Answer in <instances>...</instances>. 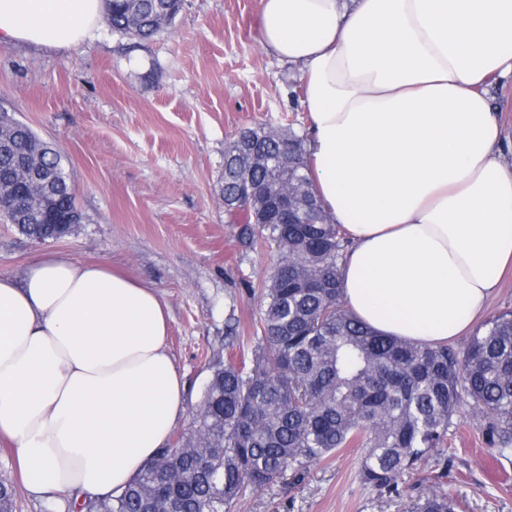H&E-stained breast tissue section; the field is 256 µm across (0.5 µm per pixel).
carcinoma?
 <instances>
[{"mask_svg":"<svg viewBox=\"0 0 512 512\" xmlns=\"http://www.w3.org/2000/svg\"><path fill=\"white\" fill-rule=\"evenodd\" d=\"M112 29L146 41L160 30L152 16L178 14V0H106ZM225 149L218 180L228 201L242 182L261 189L248 212L235 216L241 242L262 237L277 259L263 284L261 336L245 369L217 356L193 415V427L155 458L118 497L96 512H224L249 491L290 470L299 475L342 448L364 450L359 476L379 497L400 493L403 477L432 459L436 480L409 497L406 512H456L442 479L453 418L467 404L481 417L490 447L512 455V311L489 318L463 350L381 336L343 305L340 264L347 240L318 202L306 167L305 139L288 128L241 131ZM295 166L296 205L311 224H280L269 208L272 168L283 148ZM31 191L39 223L0 214L30 240L72 233L77 209L58 151L20 121L0 122V200ZM12 485L0 480V512H14Z\"/></svg>","mask_w":512,"mask_h":512,"instance_id":"1","label":"carcinoma"}]
</instances>
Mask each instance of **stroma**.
<instances>
[{
    "mask_svg": "<svg viewBox=\"0 0 512 512\" xmlns=\"http://www.w3.org/2000/svg\"><path fill=\"white\" fill-rule=\"evenodd\" d=\"M261 0H183L173 23L134 44L99 19L67 50L0 44V107L61 152L85 216L72 235L40 245L0 223V273L22 276L45 252L126 272L170 313L167 349L187 390L175 434L187 433L211 356L247 362L258 342L261 288L276 251L243 246L216 185L224 148L247 127L307 132L296 71L258 41ZM237 321L225 345L227 317ZM448 436L445 487L459 512H512V458L486 445L462 406ZM359 448L247 494L232 512H401L360 481ZM15 512H77L68 495L30 493L0 441V479Z\"/></svg>",
    "mask_w": 512,
    "mask_h": 512,
    "instance_id": "1",
    "label": "stroma"
}]
</instances>
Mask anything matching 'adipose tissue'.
I'll return each instance as SVG.
<instances>
[{"instance_id":"ef3b65f1","label":"adipose tissue","mask_w":512,"mask_h":512,"mask_svg":"<svg viewBox=\"0 0 512 512\" xmlns=\"http://www.w3.org/2000/svg\"><path fill=\"white\" fill-rule=\"evenodd\" d=\"M102 0H0V43L83 41ZM303 75L308 174L350 250L342 300L379 334L448 343L512 263V156L489 87L512 0H261ZM152 288L46 254L0 274V438L30 491L120 495L184 411Z\"/></svg>"}]
</instances>
